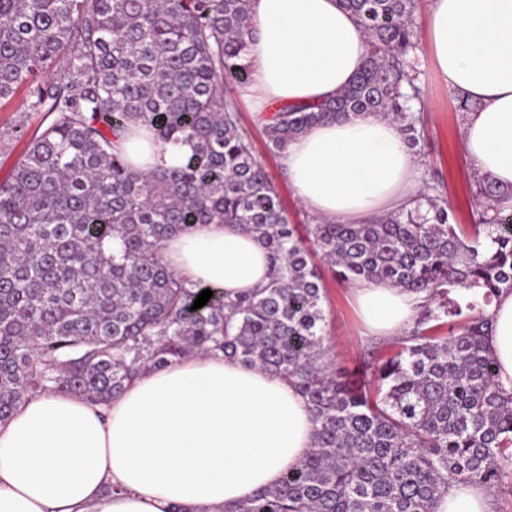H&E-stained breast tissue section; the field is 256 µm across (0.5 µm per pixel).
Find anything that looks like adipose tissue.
<instances>
[{"mask_svg": "<svg viewBox=\"0 0 512 512\" xmlns=\"http://www.w3.org/2000/svg\"><path fill=\"white\" fill-rule=\"evenodd\" d=\"M251 81L240 87L255 112L319 104L363 68L368 49L353 15L336 0H251ZM435 67L448 90L473 103L463 125L468 166L512 185V0H432ZM134 169L175 166L138 127L123 144ZM282 164L297 198L320 219L362 224L406 205L421 162L400 125L341 115L288 141ZM168 267L227 299L263 288L269 254L235 224H201L166 241ZM366 328L403 335L419 309L386 284L351 285ZM489 346L499 381L512 386V293L495 297ZM314 422L293 381L247 369L223 355H194L147 369L109 405L45 393L0 424V512H222L280 484L309 452ZM485 490L449 487L434 512H488Z\"/></svg>", "mask_w": 512, "mask_h": 512, "instance_id": "ef3b65f1", "label": "adipose tissue"}]
</instances>
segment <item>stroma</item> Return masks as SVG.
Wrapping results in <instances>:
<instances>
[{"label": "stroma", "instance_id": "obj_1", "mask_svg": "<svg viewBox=\"0 0 512 512\" xmlns=\"http://www.w3.org/2000/svg\"><path fill=\"white\" fill-rule=\"evenodd\" d=\"M430 0H420L415 15L417 47L412 54L424 94L416 107L425 119L424 138L415 149L422 161L421 179L434 184L442 200L448 201L454 222L472 224L481 209L476 196L478 174L462 156V127L465 116L456 95L449 93L434 65L426 31ZM241 123L249 133L254 156L274 183L292 223L311 224L314 216L296 198L282 168L281 154L268 146L263 125L247 99L230 91ZM42 113L24 110L23 96L0 107V182L6 180L22 158L29 140L43 130ZM325 331L339 366L354 372L371 362L376 338L363 324L348 286L326 277Z\"/></svg>", "mask_w": 512, "mask_h": 512}]
</instances>
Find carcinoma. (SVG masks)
I'll return each mask as SVG.
<instances>
[{
	"label": "carcinoma",
	"mask_w": 512,
	"mask_h": 512,
	"mask_svg": "<svg viewBox=\"0 0 512 512\" xmlns=\"http://www.w3.org/2000/svg\"><path fill=\"white\" fill-rule=\"evenodd\" d=\"M418 0H339L369 53L360 74L310 110L261 118L280 151L338 114H371L423 137L411 102ZM250 0H0V106L28 90L51 121L0 183V422L31 397L120 395L146 368L221 352L292 379L315 423L313 448L274 489L232 512H434L454 483L497 488L512 474V391L497 383L485 309L443 334L448 295L512 293V186L480 178L488 204L468 229L423 182L410 208L367 224H293L257 162L229 81L245 83ZM183 163L133 169L136 123ZM237 224L260 238L268 285L231 301L165 264L173 235ZM341 283L425 294L399 349L353 379L325 343L323 269Z\"/></svg>",
	"instance_id": "carcinoma-1"
}]
</instances>
